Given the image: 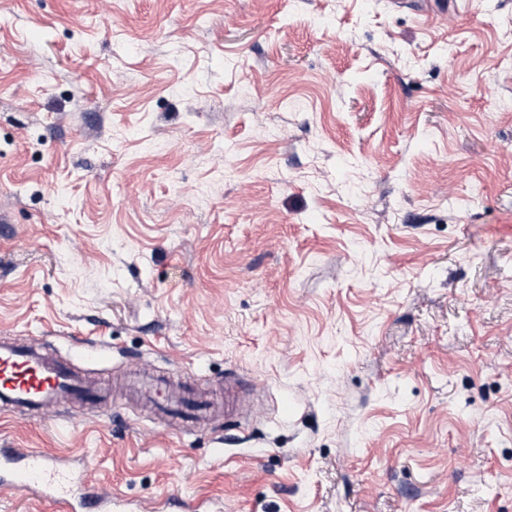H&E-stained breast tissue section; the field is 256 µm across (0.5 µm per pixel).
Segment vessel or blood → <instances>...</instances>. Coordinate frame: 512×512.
Wrapping results in <instances>:
<instances>
[{
  "label": "vessel or blood",
  "mask_w": 512,
  "mask_h": 512,
  "mask_svg": "<svg viewBox=\"0 0 512 512\" xmlns=\"http://www.w3.org/2000/svg\"><path fill=\"white\" fill-rule=\"evenodd\" d=\"M122 398L178 427L206 424L229 413L228 403L212 399L177 373L145 372L104 384L37 349L0 338V412L27 419L63 401L100 404ZM80 455L30 448H0V492L27 483L35 500L56 503L61 512H144L87 485Z\"/></svg>",
  "instance_id": "1"
}]
</instances>
